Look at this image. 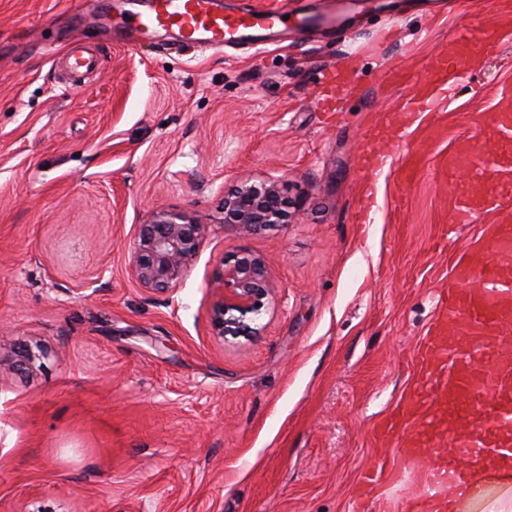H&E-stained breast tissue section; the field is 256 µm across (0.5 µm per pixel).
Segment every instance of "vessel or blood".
Instances as JSON below:
<instances>
[{
  "label": "vessel or blood",
  "mask_w": 512,
  "mask_h": 512,
  "mask_svg": "<svg viewBox=\"0 0 512 512\" xmlns=\"http://www.w3.org/2000/svg\"><path fill=\"white\" fill-rule=\"evenodd\" d=\"M283 22L279 11L226 15L220 0H150L147 12L128 18L143 35L164 31L183 47L210 49L258 41ZM476 44L495 48L499 42L478 23L457 31L456 51ZM67 63L78 78L93 70L97 59L74 49ZM427 67V88L404 95L398 104L403 128L419 113L439 111L443 97L453 96L462 81L453 53L434 54ZM488 129V137L468 141L449 159L445 175L452 183L464 176L482 183L484 200L453 197L450 221L470 224L485 214L489 240L473 243L452 264L436 320L416 349V377L374 432L376 441L402 458L431 455L438 461L412 498L411 512H425L428 498L462 460L485 450L512 457V355L505 351L512 345V113L491 114ZM362 156L377 175L395 166L407 169L411 162L407 155L393 160L373 140ZM445 439L450 449L441 448Z\"/></svg>",
  "instance_id": "b4317fda"
}]
</instances>
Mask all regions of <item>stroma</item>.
Wrapping results in <instances>:
<instances>
[{"label":"stroma","mask_w":512,"mask_h":512,"mask_svg":"<svg viewBox=\"0 0 512 512\" xmlns=\"http://www.w3.org/2000/svg\"><path fill=\"white\" fill-rule=\"evenodd\" d=\"M287 2L314 17L260 51L137 38L147 0H0V505L12 512H353L356 483L391 459L375 421L412 377V353L448 285V260L483 233L445 238L439 162L476 134L512 83V41L470 48L476 75L415 144L424 170L368 177L360 149L402 153L399 65L425 82L456 30L497 28L498 0H462L432 22L399 0H223L241 15ZM98 67L65 82L59 54ZM356 77L341 118L316 107L324 74ZM279 179L298 223L243 235L214 224L184 279L139 286L129 246L174 206L214 219L246 178ZM367 210L370 221L354 216ZM271 262L274 293L256 336L222 341L210 284L225 260ZM435 458L408 466L368 512H403Z\"/></svg>","instance_id":"stroma-1"}]
</instances>
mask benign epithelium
<instances>
[{
	"instance_id": "benign-epithelium-1",
	"label": "benign epithelium",
	"mask_w": 512,
	"mask_h": 512,
	"mask_svg": "<svg viewBox=\"0 0 512 512\" xmlns=\"http://www.w3.org/2000/svg\"><path fill=\"white\" fill-rule=\"evenodd\" d=\"M215 223L242 234H255L298 219L299 209L283 197L280 184L271 178L245 179L224 195ZM211 223L175 207L151 211L133 240L130 252L132 276L149 291L166 293L185 277L210 234ZM268 261L251 253L237 254L225 263L211 282L213 300L210 322L214 335L254 336L257 316L272 293ZM35 355L23 353L0 373L29 371Z\"/></svg>"
}]
</instances>
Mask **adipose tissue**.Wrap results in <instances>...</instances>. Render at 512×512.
Returning a JSON list of instances; mask_svg holds the SVG:
<instances>
[{"label": "adipose tissue", "mask_w": 512, "mask_h": 512, "mask_svg": "<svg viewBox=\"0 0 512 512\" xmlns=\"http://www.w3.org/2000/svg\"><path fill=\"white\" fill-rule=\"evenodd\" d=\"M430 512H512V461L486 457L461 462L447 499L431 502Z\"/></svg>", "instance_id": "adipose-tissue-1"}]
</instances>
